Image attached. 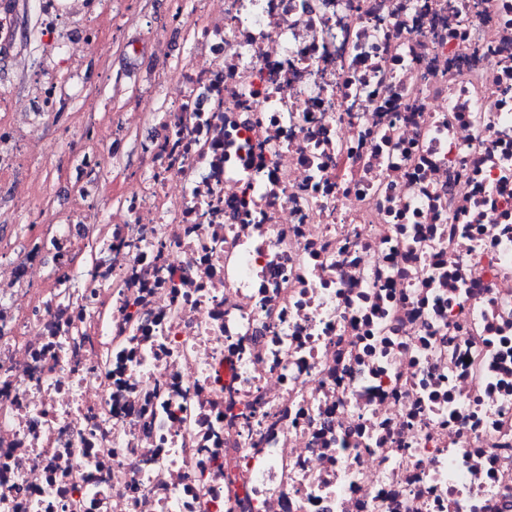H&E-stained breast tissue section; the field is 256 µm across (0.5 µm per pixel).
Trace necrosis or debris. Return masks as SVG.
<instances>
[{
	"label": "necrosis or debris",
	"instance_id": "4bbe7bcc",
	"mask_svg": "<svg viewBox=\"0 0 512 512\" xmlns=\"http://www.w3.org/2000/svg\"><path fill=\"white\" fill-rule=\"evenodd\" d=\"M206 2L117 206L0 128V512H512V0ZM25 202L14 197L7 182H0V213L11 215L16 221L10 224L0 223L1 238L17 240V243L25 240L31 232L26 216Z\"/></svg>",
	"mask_w": 512,
	"mask_h": 512
}]
</instances>
